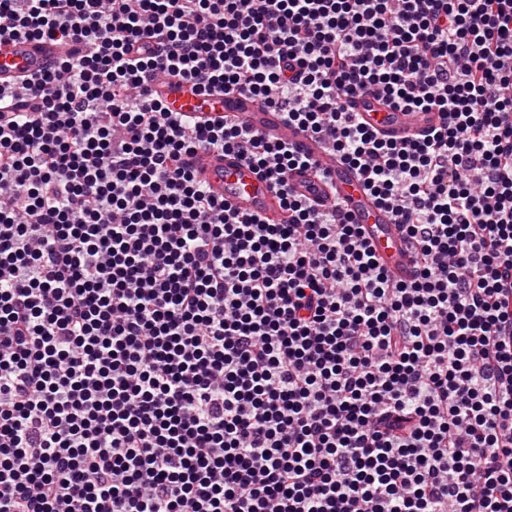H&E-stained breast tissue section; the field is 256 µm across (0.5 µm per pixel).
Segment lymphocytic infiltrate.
Instances as JSON below:
<instances>
[{"label":"lymphocytic infiltrate","instance_id":"obj_1","mask_svg":"<svg viewBox=\"0 0 512 512\" xmlns=\"http://www.w3.org/2000/svg\"><path fill=\"white\" fill-rule=\"evenodd\" d=\"M20 38L87 52L0 86V512H512V0H0ZM167 76L325 139L415 277ZM367 92L441 123L383 138ZM200 150L288 223L210 196ZM196 171L209 194L223 199L237 212L258 215L271 224L288 220L281 198L269 180L237 154H204L197 161Z\"/></svg>","mask_w":512,"mask_h":512}]
</instances>
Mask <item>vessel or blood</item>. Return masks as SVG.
Here are the masks:
<instances>
[{"mask_svg":"<svg viewBox=\"0 0 512 512\" xmlns=\"http://www.w3.org/2000/svg\"><path fill=\"white\" fill-rule=\"evenodd\" d=\"M68 52V47L48 39L2 42L0 83L19 82L25 75L45 68ZM156 91L173 111L185 112L203 121L227 117L251 127L265 138L288 140L299 153L316 160L317 168H298L290 173L288 183L292 193L317 204L335 198L351 221L361 225L366 240L373 246L389 277L396 282L412 278L414 255L406 248L403 234L391 213L364 190L359 175L326 150L322 143L286 126L279 112L260 107L239 94L204 96L176 80L160 82ZM346 107L365 127L396 141L427 133L440 123L439 113L407 112L374 94L348 99ZM196 171L209 194L224 200L237 212L260 216L273 224L287 221L281 198L269 180L237 154H204L196 164Z\"/></svg>","mask_w":512,"mask_h":512,"instance_id":"obj_1","label":"vessel or blood"}]
</instances>
